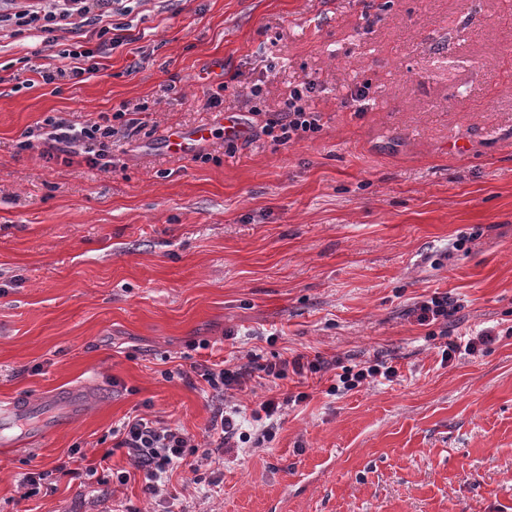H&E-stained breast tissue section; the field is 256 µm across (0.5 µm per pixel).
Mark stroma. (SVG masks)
Listing matches in <instances>:
<instances>
[{
  "label": "stroma",
  "instance_id": "obj_1",
  "mask_svg": "<svg viewBox=\"0 0 512 512\" xmlns=\"http://www.w3.org/2000/svg\"><path fill=\"white\" fill-rule=\"evenodd\" d=\"M127 21L103 51L0 33V399L87 394L73 424L8 453L0 512H166L142 475L118 482L113 427L139 415L206 445L222 398L169 373L252 353L396 375L335 396L331 370L247 384L246 410L308 398L201 484L169 473L184 512H512V0H141ZM82 43L96 56L72 78ZM303 83L322 129L275 145L262 127ZM134 107L113 167L44 158L47 116ZM229 113L248 124L231 145ZM202 125L209 162L161 149ZM436 294L452 315L420 323ZM75 447L112 477L21 498Z\"/></svg>",
  "mask_w": 512,
  "mask_h": 512
}]
</instances>
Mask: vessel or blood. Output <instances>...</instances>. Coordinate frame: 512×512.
<instances>
[{
	"label": "vessel or blood",
	"mask_w": 512,
	"mask_h": 512,
	"mask_svg": "<svg viewBox=\"0 0 512 512\" xmlns=\"http://www.w3.org/2000/svg\"><path fill=\"white\" fill-rule=\"evenodd\" d=\"M211 131L206 127L179 129L163 141L167 152L183 157L209 141ZM82 402L74 392L49 398L31 400L10 399L0 402V446H21L24 436L36 439L54 435L61 428L73 423L82 413Z\"/></svg>",
	"instance_id": "vessel-or-blood-1"
}]
</instances>
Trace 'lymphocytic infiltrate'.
Instances as JSON below:
<instances>
[{
	"label": "lymphocytic infiltrate",
	"instance_id": "f902f5d3",
	"mask_svg": "<svg viewBox=\"0 0 512 512\" xmlns=\"http://www.w3.org/2000/svg\"><path fill=\"white\" fill-rule=\"evenodd\" d=\"M125 0H35L26 9L17 11L12 7H0V30L10 28L14 33L34 31L43 35L70 29L82 32L83 28L96 27L98 38H112L120 42L113 22L115 15L130 13ZM309 86L294 87L284 104L279 117L267 120L263 131L279 145L301 141L320 132V116L307 106ZM45 129V155L55 158L61 154L85 155L89 165H99L110 157L112 140L116 128L108 115L81 124L61 116H49L43 121ZM321 359L303 360L302 356L274 362H259L250 359L248 364L228 366L214 363L208 366L192 365V372L203 380L215 394L225 396L228 391L241 390L246 380L258 377L268 382L286 378L288 374L303 375L324 369ZM395 369L387 362L376 359L343 368L337 374L329 391L334 395H345L364 386L384 380H392ZM285 405L275 398L261 401L250 416H243L239 404L227 400L214 415L207 430L208 446L198 449L192 438L183 430L157 420L133 417L115 429L117 447L127 449L133 468L142 473L145 490L151 497L167 498V474L174 468L187 467L192 483H200L201 467L230 447L233 440L261 447L270 439L281 419ZM69 462L59 465L57 471L39 470L27 473L19 486L22 496L38 494L41 489L53 486L55 473H71L73 478L91 481L98 469L85 465V456L80 449H71Z\"/></svg>",
	"mask_w": 512,
	"mask_h": 512
}]
</instances>
